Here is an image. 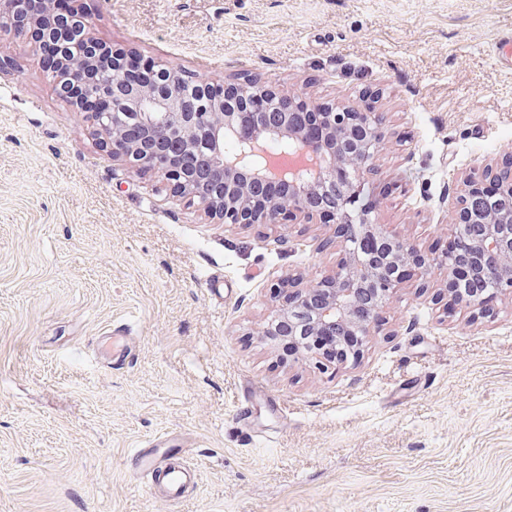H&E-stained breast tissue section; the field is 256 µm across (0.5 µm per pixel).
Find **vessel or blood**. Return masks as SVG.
<instances>
[{"instance_id": "b4317fda", "label": "vessel or blood", "mask_w": 512, "mask_h": 512, "mask_svg": "<svg viewBox=\"0 0 512 512\" xmlns=\"http://www.w3.org/2000/svg\"><path fill=\"white\" fill-rule=\"evenodd\" d=\"M134 475L154 487L169 503L182 502L189 482L195 481L197 472L190 464L179 460L164 461L151 452H136Z\"/></svg>"}]
</instances>
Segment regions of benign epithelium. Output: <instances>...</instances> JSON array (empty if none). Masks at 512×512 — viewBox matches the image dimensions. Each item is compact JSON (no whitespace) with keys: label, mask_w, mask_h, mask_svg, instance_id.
Masks as SVG:
<instances>
[{"label":"benign epithelium","mask_w":512,"mask_h":512,"mask_svg":"<svg viewBox=\"0 0 512 512\" xmlns=\"http://www.w3.org/2000/svg\"><path fill=\"white\" fill-rule=\"evenodd\" d=\"M21 10L22 0H0V29L24 31L16 22ZM126 55L119 49L110 56L64 58L54 72V82L77 78L82 95L109 103V109L92 114V121L112 156L158 176L175 195L226 224H288L307 213L335 226L344 252L336 271L309 287L288 284L292 291L277 313L288 320L285 339L296 344L297 353L320 357L302 340L336 329L366 338L390 295L434 266L447 270L450 284L471 283L449 289L450 307L485 312L490 295L475 290L472 283L478 280L491 295L512 291V179L488 169L464 180L458 226L478 225L481 235L468 244L462 264L448 252L430 256L390 235L377 222V203L365 201L366 178L382 137L376 113L354 112L350 106L326 112V128L312 137L293 112L270 125L258 112L230 109L234 84L192 111L177 93L181 69L144 58L148 70L167 77L169 88L161 90L127 79L120 61ZM228 140L236 142L235 151L224 150ZM490 184L498 187L494 214L470 206Z\"/></svg>","instance_id":"benign-epithelium-1"}]
</instances>
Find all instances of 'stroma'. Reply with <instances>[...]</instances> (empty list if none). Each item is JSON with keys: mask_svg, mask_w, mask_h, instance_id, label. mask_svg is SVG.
Instances as JSON below:
<instances>
[{"mask_svg": "<svg viewBox=\"0 0 512 512\" xmlns=\"http://www.w3.org/2000/svg\"><path fill=\"white\" fill-rule=\"evenodd\" d=\"M82 2L95 37L195 78L377 112L376 217L423 252L454 236L462 179L512 159V0ZM341 257L331 226L214 221L113 160L10 35L0 512H512V293L448 307L435 267L346 362L284 355L259 334L278 291ZM114 328L132 355L111 365ZM141 448L196 467L182 503L135 478Z\"/></svg>", "mask_w": 512, "mask_h": 512, "instance_id": "35a3bbf8", "label": "stroma"}]
</instances>
